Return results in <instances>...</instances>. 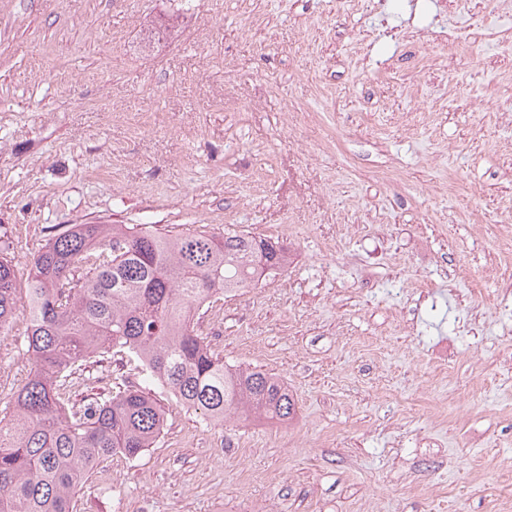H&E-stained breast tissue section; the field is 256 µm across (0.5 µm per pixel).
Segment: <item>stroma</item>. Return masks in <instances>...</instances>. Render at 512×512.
Returning a JSON list of instances; mask_svg holds the SVG:
<instances>
[{
  "mask_svg": "<svg viewBox=\"0 0 512 512\" xmlns=\"http://www.w3.org/2000/svg\"><path fill=\"white\" fill-rule=\"evenodd\" d=\"M512 10L497 0H0V256L74 224L288 251L197 327L285 424L164 427L74 512H483L512 483ZM453 182V193L439 185ZM27 320L0 384L29 368Z\"/></svg>",
  "mask_w": 512,
  "mask_h": 512,
  "instance_id": "1",
  "label": "stroma"
}]
</instances>
